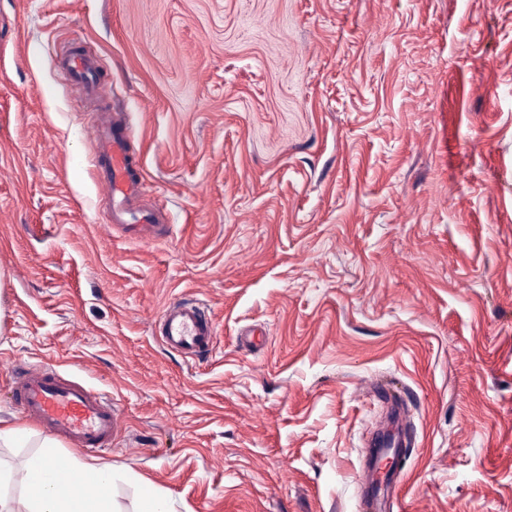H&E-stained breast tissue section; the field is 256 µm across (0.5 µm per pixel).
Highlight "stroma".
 <instances>
[{
  "instance_id": "stroma-1",
  "label": "stroma",
  "mask_w": 512,
  "mask_h": 512,
  "mask_svg": "<svg viewBox=\"0 0 512 512\" xmlns=\"http://www.w3.org/2000/svg\"><path fill=\"white\" fill-rule=\"evenodd\" d=\"M76 43L104 93L74 101ZM127 112L165 235L88 161ZM175 298L197 360L153 329ZM122 410L95 464L176 512H512V0H0V420L12 368ZM158 339L172 352L187 358L203 356L215 345V327L198 302L170 301L158 319ZM395 443H397V448H392V445ZM378 445L381 447L376 452L370 471L371 484L374 489H379L383 483H387L388 473L397 464L398 457L400 456V448H398L400 443L396 441L395 433L392 430H388L380 436ZM392 449L394 451L391 453Z\"/></svg>"
}]
</instances>
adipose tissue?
<instances>
[{
	"instance_id": "obj_1",
	"label": "adipose tissue",
	"mask_w": 512,
	"mask_h": 512,
	"mask_svg": "<svg viewBox=\"0 0 512 512\" xmlns=\"http://www.w3.org/2000/svg\"><path fill=\"white\" fill-rule=\"evenodd\" d=\"M58 459L59 444L48 436L21 464L0 458V512H174L168 495L131 468ZM124 485L136 491L128 507L120 500Z\"/></svg>"
}]
</instances>
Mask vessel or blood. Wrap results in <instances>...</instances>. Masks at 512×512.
<instances>
[{"label": "vessel or blood", "instance_id": "1", "mask_svg": "<svg viewBox=\"0 0 512 512\" xmlns=\"http://www.w3.org/2000/svg\"><path fill=\"white\" fill-rule=\"evenodd\" d=\"M53 64L71 86L98 96V67L90 55L68 46ZM134 134L133 125L121 113H101L92 156L95 183L110 205V224L133 235L151 234L164 224L165 215L141 203L143 182L134 173L136 158L130 149ZM158 339L167 350L195 358L213 350L215 327L199 303L175 299L159 316ZM13 388L15 405L26 418L78 451L103 453L120 432L121 414L116 404L57 371L18 363L13 368Z\"/></svg>", "mask_w": 512, "mask_h": 512}]
</instances>
